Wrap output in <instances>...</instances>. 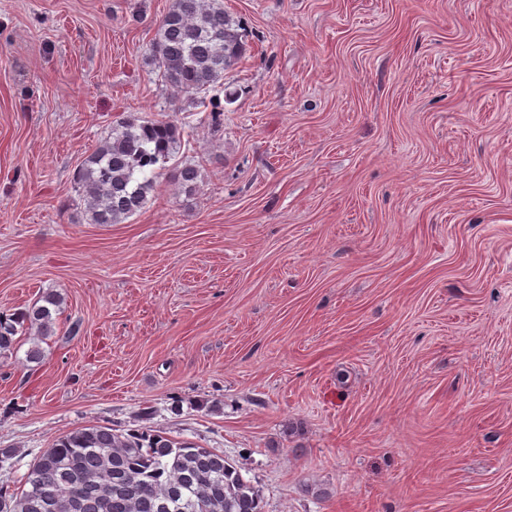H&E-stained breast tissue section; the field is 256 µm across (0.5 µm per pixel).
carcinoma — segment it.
<instances>
[{
    "instance_id": "obj_1",
    "label": "carcinoma",
    "mask_w": 512,
    "mask_h": 512,
    "mask_svg": "<svg viewBox=\"0 0 512 512\" xmlns=\"http://www.w3.org/2000/svg\"><path fill=\"white\" fill-rule=\"evenodd\" d=\"M246 52L245 29L223 0H173L151 50L162 81L191 100L224 91V75ZM181 145L173 120L121 117L75 174L88 223L121 224L144 209ZM172 178L193 192L199 170L186 163ZM61 304L51 292L42 305L1 313L0 357L13 355L24 330L52 335V309ZM242 470L213 448L160 430L93 425L41 450L22 486H0V512H262L260 490Z\"/></svg>"
}]
</instances>
